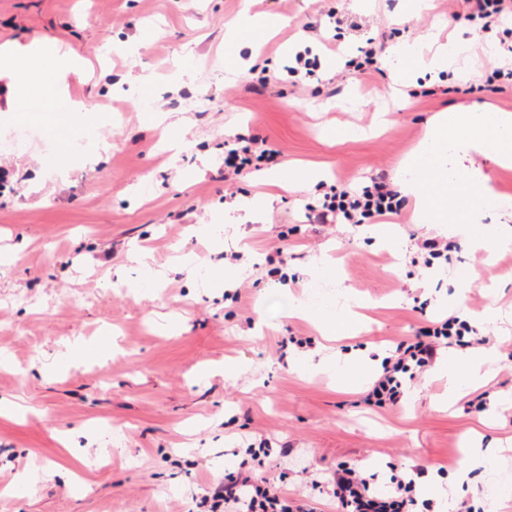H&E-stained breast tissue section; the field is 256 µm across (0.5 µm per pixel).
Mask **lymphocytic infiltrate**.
I'll list each match as a JSON object with an SVG mask.
<instances>
[{
  "mask_svg": "<svg viewBox=\"0 0 512 512\" xmlns=\"http://www.w3.org/2000/svg\"><path fill=\"white\" fill-rule=\"evenodd\" d=\"M512 13V0H462V9L455 17L474 25L479 35L493 32L499 18ZM278 149L256 138L236 135L232 148L224 157L226 168L234 174L247 175L260 170L263 161L272 160ZM401 209L398 192L387 174H380L371 185L356 191L344 186L332 187L317 202L307 204V219L312 224L357 225L376 221ZM466 322L448 317L433 327H421L397 343L392 356L384 358L382 373L366 392L365 404L383 408L401 402L405 378H416L436 362L443 343L452 342L465 348L482 345V336H470ZM421 465L413 466L411 477L392 475L391 489L384 494L371 487L372 478L351 464L337 465L326 486L327 503H319L287 489L265 476L253 472H228L211 483L198 505L206 512H417L416 478L424 474Z\"/></svg>",
  "mask_w": 512,
  "mask_h": 512,
  "instance_id": "lymphocytic-infiltrate-1",
  "label": "lymphocytic infiltrate"
}]
</instances>
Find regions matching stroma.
Masks as SVG:
<instances>
[{
  "label": "stroma",
  "instance_id": "obj_1",
  "mask_svg": "<svg viewBox=\"0 0 512 512\" xmlns=\"http://www.w3.org/2000/svg\"><path fill=\"white\" fill-rule=\"evenodd\" d=\"M399 0H0V45L52 41L88 63L70 77L73 97L93 99L89 118L68 117L52 137L19 135V113L0 117V512H194L205 486L238 469L236 451L260 436L288 457L261 470L312 495L337 464H358L386 490L394 472L423 464L422 496L473 512H512V247L474 248L464 232L413 223L402 210L382 243L379 225L309 223L308 191H278L239 222L240 203L315 166L327 185L358 189L395 175L426 122L471 99L512 113V90L471 96L447 72L399 79L397 43L427 52L465 40L463 63L483 84L499 57L473 28L452 21L456 0H431L413 18ZM274 15L260 43L227 37L242 13ZM334 12L358 22L334 29ZM318 24L307 36L303 24ZM342 37L383 47L381 73L359 79L323 55L314 79L284 72L300 41ZM268 69L267 86L255 72ZM268 141L278 163L225 176L235 134ZM449 236L445 264L426 268L423 239ZM148 256L155 278L132 262ZM283 248L292 285L267 278L265 256ZM249 253L224 279L225 254ZM463 289L462 307L449 306ZM495 294L505 318L485 325L496 362L488 380L442 405V347L434 368L407 387L405 405L361 398L394 351L427 321L481 310ZM316 318L355 309L359 331L330 340L290 314ZM308 336L309 352L281 351ZM106 341L107 353L75 349ZM489 393L477 413L466 403ZM439 410H432V403ZM503 448L484 477L460 486L465 450Z\"/></svg>",
  "mask_w": 512,
  "mask_h": 512
}]
</instances>
